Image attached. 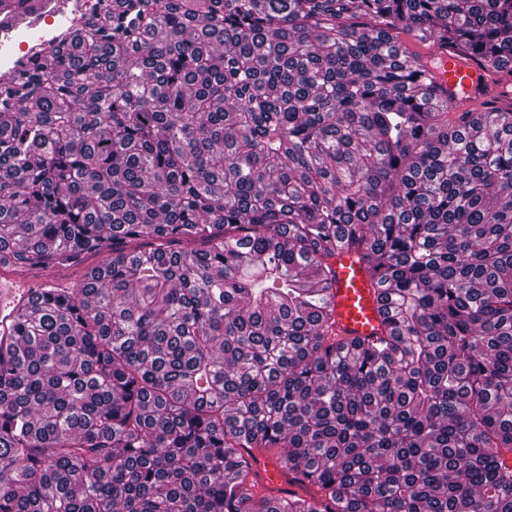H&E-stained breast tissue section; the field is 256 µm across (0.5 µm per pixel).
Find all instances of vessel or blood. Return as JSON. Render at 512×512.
Listing matches in <instances>:
<instances>
[{
    "mask_svg": "<svg viewBox=\"0 0 512 512\" xmlns=\"http://www.w3.org/2000/svg\"><path fill=\"white\" fill-rule=\"evenodd\" d=\"M398 48L417 52V61L432 75L434 86L448 99L452 112H478L483 103L501 98L512 88V78L489 79L483 67L472 59L456 57L433 46L400 36ZM335 279L328 291L336 328L348 339H366L381 333L383 305L381 292L365 266L354 254L341 252L333 264Z\"/></svg>",
    "mask_w": 512,
    "mask_h": 512,
    "instance_id": "b4317fda",
    "label": "vessel or blood"
}]
</instances>
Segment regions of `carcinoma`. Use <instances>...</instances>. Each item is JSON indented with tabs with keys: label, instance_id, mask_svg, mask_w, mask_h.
Instances as JSON below:
<instances>
[{
	"label": "carcinoma",
	"instance_id": "1",
	"mask_svg": "<svg viewBox=\"0 0 512 512\" xmlns=\"http://www.w3.org/2000/svg\"><path fill=\"white\" fill-rule=\"evenodd\" d=\"M401 33L512 75V0H85L0 76V268L101 258L0 323V512H512V102ZM394 41L399 50L407 47L419 54L416 63L431 73L433 85L448 98L450 112H478L483 102H494L502 99V94H512L507 88L512 85L510 77L496 76L494 82L483 67L470 58L456 57L404 36ZM335 280L328 298L336 318V329L348 339L364 340L382 331L381 292L355 255L341 252L333 261Z\"/></svg>",
	"mask_w": 512,
	"mask_h": 512
}]
</instances>
